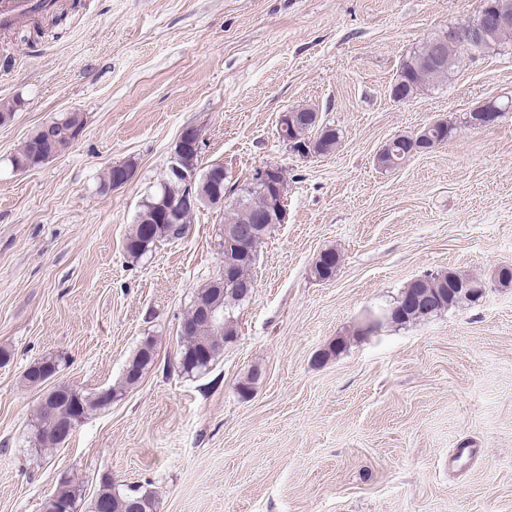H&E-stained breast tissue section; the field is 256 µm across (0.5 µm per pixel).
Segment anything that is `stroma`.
I'll return each mask as SVG.
<instances>
[{"instance_id":"35a3bbf8","label":"stroma","mask_w":512,"mask_h":512,"mask_svg":"<svg viewBox=\"0 0 512 512\" xmlns=\"http://www.w3.org/2000/svg\"><path fill=\"white\" fill-rule=\"evenodd\" d=\"M66 19L0 29V512H40L63 477L91 499L103 475L142 486L156 512H512V286L368 336L353 330L426 272L491 277L512 266V42L465 59L407 103L390 87L417 45L482 0H55ZM304 105L337 129L330 153L294 155L280 115ZM82 137L28 171L9 159L64 112ZM448 142L385 171L392 137L434 121ZM200 168L232 178L274 164L287 212L263 243L238 335L203 374L178 364L181 321L224 260L223 207L135 261L125 236L167 172L181 131ZM131 180L100 191L108 167ZM333 248V280L309 268ZM157 360L60 449L30 451L37 403L59 384L117 385L140 340ZM341 353L331 348L340 337ZM63 356L54 380L25 370ZM256 380L248 397L238 384ZM473 458L454 459L461 445ZM503 111L494 101H489L473 109L467 117V123L472 127L485 128L493 125L501 117Z\"/></svg>"}]
</instances>
